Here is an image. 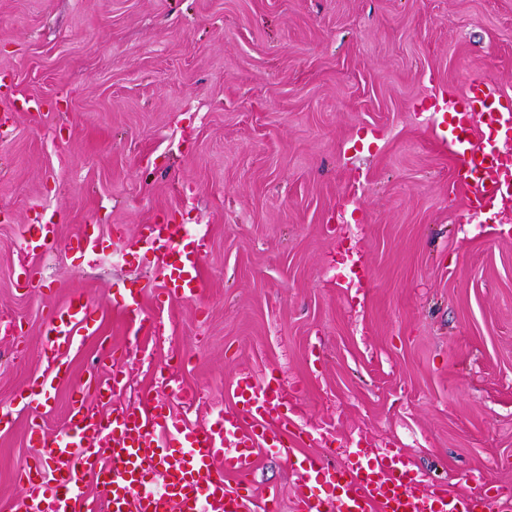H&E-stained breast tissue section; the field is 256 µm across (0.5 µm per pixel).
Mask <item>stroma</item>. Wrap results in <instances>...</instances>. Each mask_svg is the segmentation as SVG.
<instances>
[{"instance_id":"stroma-1","label":"stroma","mask_w":512,"mask_h":512,"mask_svg":"<svg viewBox=\"0 0 512 512\" xmlns=\"http://www.w3.org/2000/svg\"><path fill=\"white\" fill-rule=\"evenodd\" d=\"M475 75L512 96V0H0V512L43 453L30 420L53 438L106 356L127 372L115 404L171 374L172 408L209 426L250 375L330 463L400 453L512 512V223L462 221L418 109ZM40 217L58 235L32 254ZM160 221L205 239L199 299L149 288L130 241ZM86 225L107 241L87 258L69 246ZM135 294L161 334L127 323ZM72 295L99 331L42 407V327ZM255 481L293 512L289 459L261 455Z\"/></svg>"}]
</instances>
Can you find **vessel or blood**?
<instances>
[{"mask_svg":"<svg viewBox=\"0 0 512 512\" xmlns=\"http://www.w3.org/2000/svg\"><path fill=\"white\" fill-rule=\"evenodd\" d=\"M441 109L448 114L442 138L454 158V181L468 194V209L478 212L512 196V98L479 76L462 92L448 94ZM56 235V225H34L24 247L39 252ZM136 242L156 258L159 296H199L201 242L184 243L179 225L169 223L140 225ZM73 244L90 256L103 240L87 226ZM97 330V306L69 298L55 305L42 328L44 352L61 360L78 337ZM125 379L116 365L76 388L70 418L47 460L20 472L23 512H97L102 504L108 512H277L276 493L260 496L254 487L258 455L268 449L293 460L295 512H486L487 495L420 488L418 472L399 455L374 459L360 448L335 467L321 455L299 452L303 436L290 445L269 428L280 411L268 384L246 382L240 408L226 410L215 426L195 427L157 394L132 409L112 405ZM101 404L109 405L107 415L98 412ZM90 480L97 489L93 497L83 490Z\"/></svg>","mask_w":512,"mask_h":512,"instance_id":"obj_1","label":"vessel or blood"}]
</instances>
